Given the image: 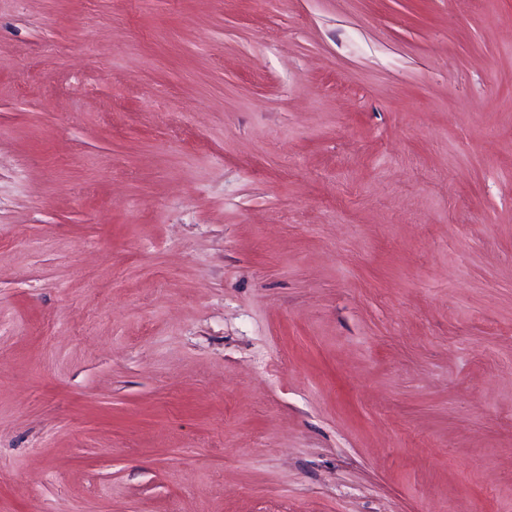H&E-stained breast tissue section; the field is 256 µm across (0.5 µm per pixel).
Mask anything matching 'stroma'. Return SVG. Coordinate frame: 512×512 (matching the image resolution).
Wrapping results in <instances>:
<instances>
[{
  "label": "stroma",
  "instance_id": "1",
  "mask_svg": "<svg viewBox=\"0 0 512 512\" xmlns=\"http://www.w3.org/2000/svg\"><path fill=\"white\" fill-rule=\"evenodd\" d=\"M512 512V0H0V512Z\"/></svg>",
  "mask_w": 512,
  "mask_h": 512
}]
</instances>
